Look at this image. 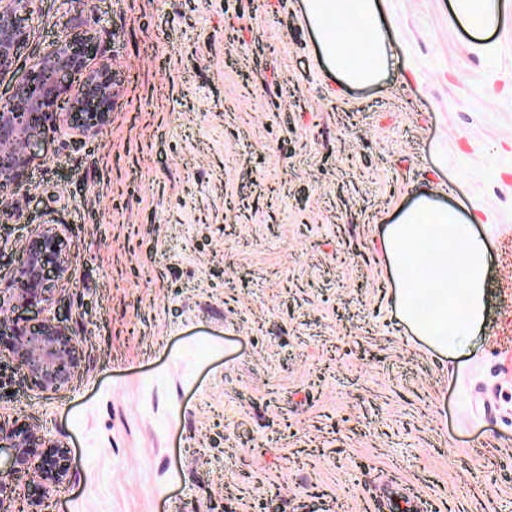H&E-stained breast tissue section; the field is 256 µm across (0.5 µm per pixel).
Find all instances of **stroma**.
Here are the masks:
<instances>
[{"mask_svg": "<svg viewBox=\"0 0 512 512\" xmlns=\"http://www.w3.org/2000/svg\"><path fill=\"white\" fill-rule=\"evenodd\" d=\"M377 0L384 76L330 71L304 0H36L11 96L73 27L116 75L97 134L42 135L0 193V273L56 225L54 393L0 358V413L68 448L45 512H512V0ZM473 222L486 321L459 352L398 316L381 248L419 193ZM22 206L25 222L11 209ZM504 5L500 0H456L454 15L460 21L477 29L496 27L500 21Z\"/></svg>", "mask_w": 512, "mask_h": 512, "instance_id": "obj_1", "label": "stroma"}]
</instances>
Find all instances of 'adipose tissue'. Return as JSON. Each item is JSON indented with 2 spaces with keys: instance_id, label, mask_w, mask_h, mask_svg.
Wrapping results in <instances>:
<instances>
[{
  "instance_id": "ef3b65f1",
  "label": "adipose tissue",
  "mask_w": 512,
  "mask_h": 512,
  "mask_svg": "<svg viewBox=\"0 0 512 512\" xmlns=\"http://www.w3.org/2000/svg\"><path fill=\"white\" fill-rule=\"evenodd\" d=\"M306 11L325 58L346 83L378 81L386 46L376 0H306ZM425 245L434 251L429 271L421 274L416 257ZM382 246L397 284L394 301L401 318L440 350L465 348L484 320L489 275L488 248L469 222L422 195L397 223L386 226ZM424 295L431 300L425 319L415 308Z\"/></svg>"
}]
</instances>
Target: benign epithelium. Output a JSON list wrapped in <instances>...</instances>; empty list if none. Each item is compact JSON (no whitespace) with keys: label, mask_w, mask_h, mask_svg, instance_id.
<instances>
[{"label":"benign epithelium","mask_w":512,"mask_h":512,"mask_svg":"<svg viewBox=\"0 0 512 512\" xmlns=\"http://www.w3.org/2000/svg\"><path fill=\"white\" fill-rule=\"evenodd\" d=\"M34 0H0V79L11 74L18 51L26 42ZM96 51L89 32L65 33L36 62L28 79L0 103V189L18 188L31 157L32 137L65 123L90 135L110 120L115 73L108 63L91 65ZM23 259L10 276L0 279V356L8 353L30 384L41 392H56L81 368L79 341L61 321L44 318L34 326L16 315L22 308L47 310L55 289L48 275L64 281L69 266L67 243L58 227L42 224L22 245ZM12 449L7 469L0 468V505L10 478L26 477L33 493L26 512H41L51 489L67 480L69 452L47 439L30 423L0 415V449Z\"/></svg>","instance_id":"obj_1"}]
</instances>
